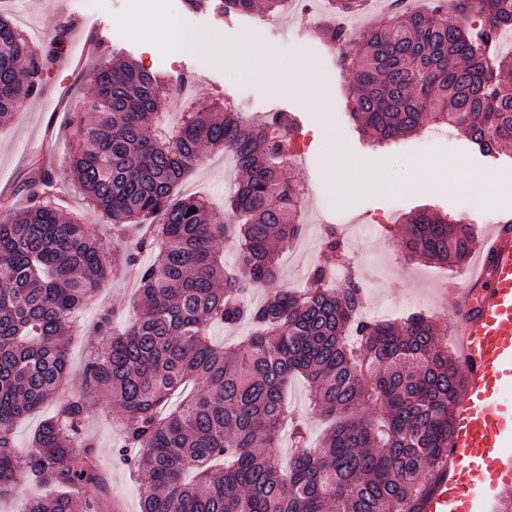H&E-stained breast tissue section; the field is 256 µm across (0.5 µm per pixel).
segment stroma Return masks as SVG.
Instances as JSON below:
<instances>
[{
	"label": "stroma",
	"mask_w": 512,
	"mask_h": 512,
	"mask_svg": "<svg viewBox=\"0 0 512 512\" xmlns=\"http://www.w3.org/2000/svg\"><path fill=\"white\" fill-rule=\"evenodd\" d=\"M0 16L22 31L32 49H43L59 36L64 39L60 55L43 77L40 93L25 100L8 122L0 124V193H10L17 208L27 204L18 175L39 161L56 173L50 199L59 210L80 217L109 240L135 237V229L113 226L103 213L86 206L67 165L77 140L75 105L91 93L93 69L116 56L130 57L157 75L163 90L172 92L181 83H193L192 105L230 100L241 108H257L264 116L285 112L307 134L305 157L285 172L287 178L305 181L311 192L296 218L301 226L298 239L283 241L279 248L281 287H304L327 228L351 227L363 281L361 314L368 317L377 312L387 321L414 311L438 315L440 340L449 351H456L450 314L468 266L407 260L400 247L402 220L422 206L458 218L468 203L476 220L472 230L481 232L477 220L485 212L481 191L486 185L499 195L494 215L512 214V150L494 156L481 154L453 129L446 138L434 140L426 153L403 154L395 144L372 145L348 116L349 73L339 68L325 41L305 33L310 17L300 10L280 16L268 27L260 11L227 16L212 9L189 8L184 0H0ZM174 19L181 28L210 41V48L179 54L168 41L153 39V32ZM252 31L264 50L259 62L240 40ZM276 73L299 85V92L275 93L271 79ZM324 127L334 131L339 156H352L380 168L393 182L394 191L341 195L328 145L317 137ZM424 161L430 168L424 179H416L413 166ZM459 161L464 162L472 183L467 192L448 181L449 166ZM236 176L214 154L184 177L180 192L204 196L214 219L228 222L232 216L224 207V182ZM377 215L389 216L386 230L368 228L369 218ZM136 300L135 281L109 279L76 315L68 339L71 381L64 386V394L84 391L83 369L97 343L93 329L100 311L108 307L128 312ZM89 399L96 415L86 435L107 476L109 494L122 501L125 512H140L137 484L127 464L135 451L121 449L118 440L119 408L100 393H90Z\"/></svg>",
	"instance_id": "obj_1"
}]
</instances>
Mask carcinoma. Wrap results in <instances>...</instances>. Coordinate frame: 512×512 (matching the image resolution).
I'll list each match as a JSON object with an SVG mask.
<instances>
[{"mask_svg":"<svg viewBox=\"0 0 512 512\" xmlns=\"http://www.w3.org/2000/svg\"><path fill=\"white\" fill-rule=\"evenodd\" d=\"M451 2V22L446 0L414 10L393 0L388 20L356 38L340 26L322 30L344 48L351 116L377 143L417 132L426 113L487 155L512 147V53L494 55L512 30V0ZM186 3L236 15L255 9V0ZM56 55L53 47L34 52L0 16V123L39 93ZM93 88L80 106L93 120L79 125L68 166L88 205L142 234L132 247L109 248L47 200L52 171L34 167L21 180L30 205L0 222V496L32 481L59 493L31 499L25 512H121L85 436L84 395H70L41 423L23 457L11 428L64 387V339L87 296L132 272L143 305L118 333L115 311L100 313L101 343L83 379L125 413L123 447L137 449L144 470L141 512H414L424 483L448 460L462 381L435 319L361 318L355 274L324 287L326 262L348 251L332 227L303 292L277 289L259 305L241 294L247 283L274 287L276 245L300 231L301 183L282 175L294 122L282 112L248 122L224 101L170 128L159 79L129 59L97 68ZM207 149L237 155L240 177L227 198L236 222L216 223L205 202L179 196ZM221 239L236 249L229 271L215 248ZM477 245L467 224L426 210L406 219L410 259L461 263ZM144 251L153 255L147 265ZM242 320L253 335L212 343L211 326ZM295 375L314 389V410L335 419L317 448L306 447L303 418L283 406ZM363 405L376 414L359 412ZM285 427L295 447L286 472L271 453Z\"/></svg>","mask_w":512,"mask_h":512,"instance_id":"carcinoma-1","label":"carcinoma"}]
</instances>
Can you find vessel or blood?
<instances>
[{"label": "vessel or blood", "instance_id": "1", "mask_svg": "<svg viewBox=\"0 0 512 512\" xmlns=\"http://www.w3.org/2000/svg\"><path fill=\"white\" fill-rule=\"evenodd\" d=\"M461 349L463 385L448 440V461L426 484L415 512H486L512 450V214L480 242L471 275L458 290L451 316Z\"/></svg>", "mask_w": 512, "mask_h": 512}]
</instances>
